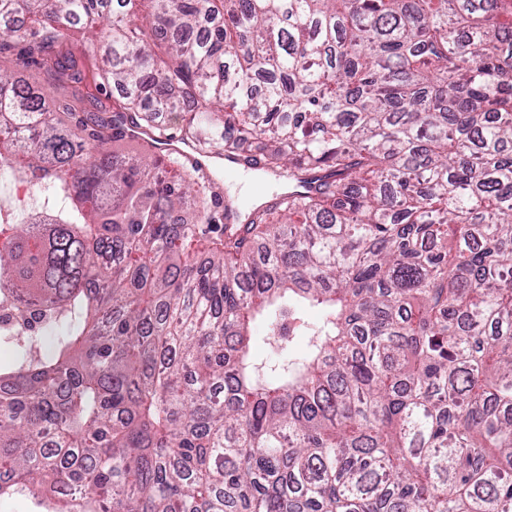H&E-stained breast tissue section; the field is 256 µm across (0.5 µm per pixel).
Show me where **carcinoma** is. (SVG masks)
I'll return each instance as SVG.
<instances>
[{
	"label": "carcinoma",
	"instance_id": "obj_1",
	"mask_svg": "<svg viewBox=\"0 0 512 512\" xmlns=\"http://www.w3.org/2000/svg\"><path fill=\"white\" fill-rule=\"evenodd\" d=\"M150 2L90 42L106 103L68 46L103 0H0L33 22L0 25V54L65 91L0 70V159L66 204L0 249V304L49 306L0 362V497L512 512V0ZM165 112L202 161L288 189L219 213L157 149ZM130 126L155 135L135 156L110 148ZM191 201L196 223L168 222ZM85 80L88 91L94 95L102 98L109 97L111 100L119 95V92L112 88V85L104 83L91 58L86 64Z\"/></svg>",
	"mask_w": 512,
	"mask_h": 512
}]
</instances>
